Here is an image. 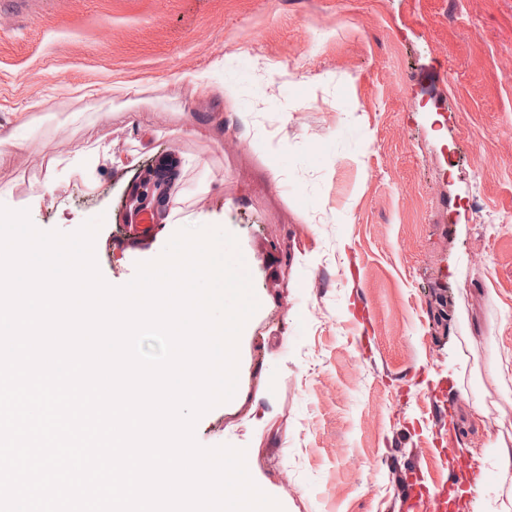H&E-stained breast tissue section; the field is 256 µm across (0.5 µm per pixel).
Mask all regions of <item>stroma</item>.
I'll use <instances>...</instances> for the list:
<instances>
[{"label":"stroma","mask_w":512,"mask_h":512,"mask_svg":"<svg viewBox=\"0 0 512 512\" xmlns=\"http://www.w3.org/2000/svg\"><path fill=\"white\" fill-rule=\"evenodd\" d=\"M1 130L0 204L101 218L110 285L186 225L237 237L259 308L199 445L283 512H398L419 472L474 512L462 468L512 439V0H0ZM164 166L158 235L114 244Z\"/></svg>","instance_id":"obj_1"}]
</instances>
